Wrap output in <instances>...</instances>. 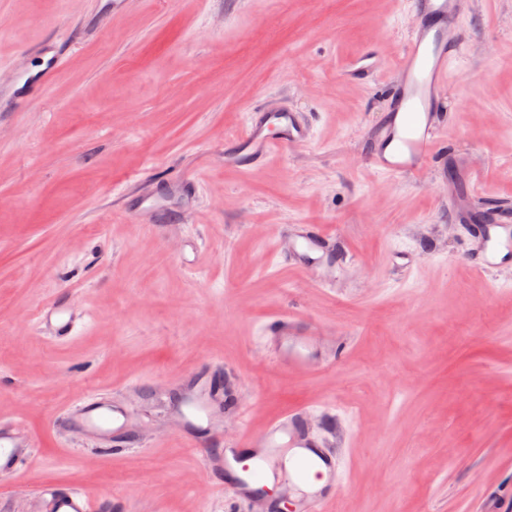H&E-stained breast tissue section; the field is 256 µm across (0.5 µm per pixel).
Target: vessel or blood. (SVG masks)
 <instances>
[{
	"instance_id": "b4317fda",
	"label": "vessel or blood",
	"mask_w": 512,
	"mask_h": 512,
	"mask_svg": "<svg viewBox=\"0 0 512 512\" xmlns=\"http://www.w3.org/2000/svg\"><path fill=\"white\" fill-rule=\"evenodd\" d=\"M468 0H414V30L408 40L397 77L392 84L390 108L384 120L366 132L371 145L369 164L378 171L414 175L448 151L446 141L436 133L438 107L448 69L458 52L455 20L466 10ZM383 68L374 48H367L346 60L340 76L346 81H364ZM309 129L291 112L260 110L252 113L246 132L237 140L241 154L262 162L273 151L307 141ZM499 226L491 222L480 227L478 240L483 247L481 262L475 271L495 265L497 259L512 258V235L498 237ZM326 234L317 224L305 225L294 239V250L307 264H315L316 255ZM85 314L66 300L44 304L39 322L56 338L74 335L84 325ZM267 332L279 341L277 360L284 369H303L308 365V340L300 336L291 317L281 316L267 324ZM220 379L205 373L196 375L188 393L193 400V417L211 410L213 396L221 392ZM69 424L81 428L101 442H109L124 432L123 414L103 397L81 400L68 418ZM295 417L274 422L261 440L258 451L242 453L231 449L233 457H246L245 479L236 480L233 499L237 512H250V484L267 480L276 467L273 456L286 449L303 445ZM28 443L22 440L13 424L0 423V478L19 473L29 461ZM45 512H112L108 501L92 502L82 494L64 493L57 486L41 487Z\"/></svg>"
}]
</instances>
